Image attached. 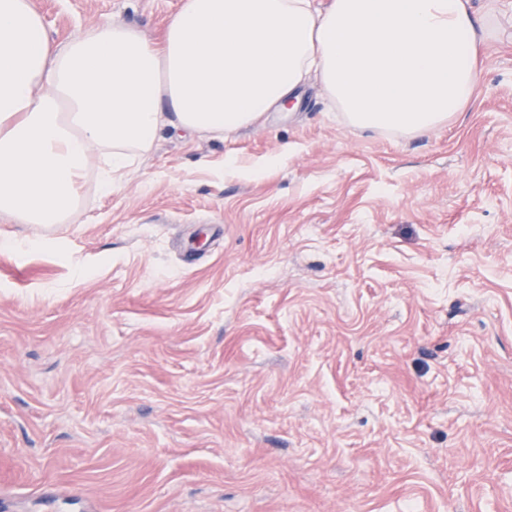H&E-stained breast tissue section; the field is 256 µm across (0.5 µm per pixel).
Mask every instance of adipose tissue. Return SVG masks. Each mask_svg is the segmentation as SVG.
I'll return each instance as SVG.
<instances>
[{"label":"adipose tissue","instance_id":"adipose-tissue-1","mask_svg":"<svg viewBox=\"0 0 512 512\" xmlns=\"http://www.w3.org/2000/svg\"><path fill=\"white\" fill-rule=\"evenodd\" d=\"M495 0H183L159 40L50 36L0 0V214L64 224L92 159L111 193L166 127L229 135L316 78L351 124L421 135L474 100Z\"/></svg>","mask_w":512,"mask_h":512}]
</instances>
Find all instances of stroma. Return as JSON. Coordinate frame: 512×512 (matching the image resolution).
<instances>
[{"mask_svg": "<svg viewBox=\"0 0 512 512\" xmlns=\"http://www.w3.org/2000/svg\"><path fill=\"white\" fill-rule=\"evenodd\" d=\"M57 39L182 0H33ZM417 136L314 84L0 214V512H512V0ZM278 164L245 177L235 158Z\"/></svg>", "mask_w": 512, "mask_h": 512, "instance_id": "stroma-1", "label": "stroma"}]
</instances>
